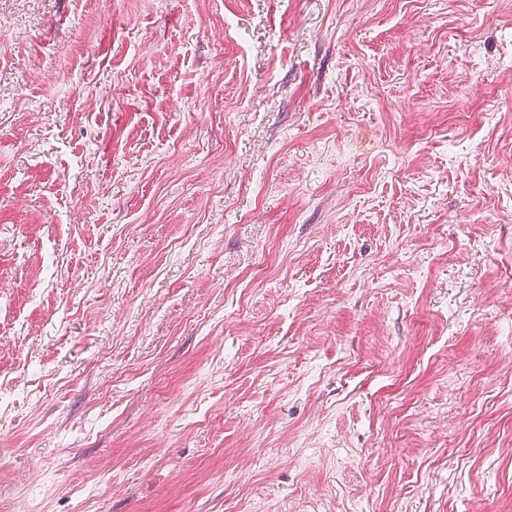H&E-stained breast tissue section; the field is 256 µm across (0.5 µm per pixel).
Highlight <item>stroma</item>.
Listing matches in <instances>:
<instances>
[{"label":"stroma","mask_w":512,"mask_h":512,"mask_svg":"<svg viewBox=\"0 0 512 512\" xmlns=\"http://www.w3.org/2000/svg\"><path fill=\"white\" fill-rule=\"evenodd\" d=\"M0 512H512V0H0Z\"/></svg>","instance_id":"35a3bbf8"}]
</instances>
